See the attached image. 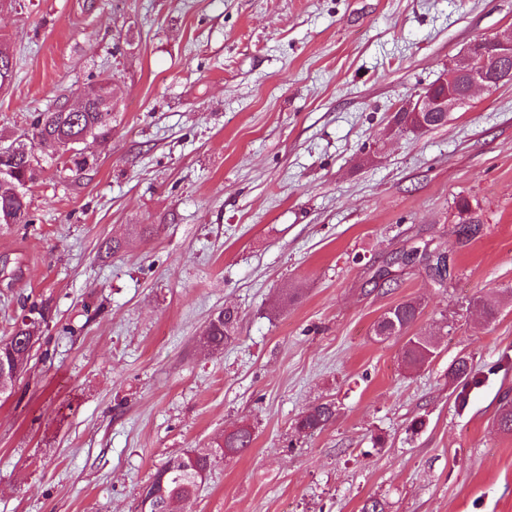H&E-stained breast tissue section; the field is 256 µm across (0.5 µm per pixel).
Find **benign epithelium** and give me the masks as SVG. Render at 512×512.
I'll use <instances>...</instances> for the list:
<instances>
[{
    "label": "benign epithelium",
    "mask_w": 512,
    "mask_h": 512,
    "mask_svg": "<svg viewBox=\"0 0 512 512\" xmlns=\"http://www.w3.org/2000/svg\"><path fill=\"white\" fill-rule=\"evenodd\" d=\"M489 43L497 51L491 58L480 55L479 43H474L467 52L464 62V74L467 82L465 90L458 89L455 76L443 73L432 88H426L417 94L407 106L401 108L403 112H442L446 115L468 102L472 94L478 89H491L502 83L512 82V69L503 65V61L512 60V33L506 36H497Z\"/></svg>",
    "instance_id": "obj_1"
}]
</instances>
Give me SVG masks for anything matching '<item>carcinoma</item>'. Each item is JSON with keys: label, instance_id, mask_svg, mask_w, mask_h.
<instances>
[{"label": "carcinoma", "instance_id": "cac0c4a2", "mask_svg": "<svg viewBox=\"0 0 512 512\" xmlns=\"http://www.w3.org/2000/svg\"><path fill=\"white\" fill-rule=\"evenodd\" d=\"M110 90L101 87L93 91L92 104L83 112H69L63 108L40 112L32 122L31 136L20 141L17 151L0 153V178L7 184L0 193V226L29 223L27 191L33 182L41 155L51 159L58 152L70 154L73 171L81 172L89 160L80 152L79 137H106L112 131L111 106L99 108ZM394 120L403 125H425L432 130L446 123L439 112H427L418 119L406 112L396 113ZM28 314L15 323L12 333L0 339V363L6 371L0 374V399L10 396L14 383L27 370L31 352L20 348V340L39 341L37 332L51 319L50 309L33 302L23 306ZM419 314V304L402 302L386 311L374 324V335L382 340L393 335L403 336ZM238 326L237 311L229 308L214 315L205 330L203 343L213 352H220L235 339ZM434 356L420 337L413 336L402 347L401 361L408 368H417ZM335 416L332 403H320L308 409L298 421V430L313 434L322 430ZM254 437L251 426L242 423L224 432V436L207 448L190 449L169 459L152 477L140 494L137 512H184V507L195 497L217 463L238 456L250 448Z\"/></svg>", "mask_w": 512, "mask_h": 512}]
</instances>
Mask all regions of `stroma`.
I'll list each match as a JSON object with an SVG mask.
<instances>
[{
  "mask_svg": "<svg viewBox=\"0 0 512 512\" xmlns=\"http://www.w3.org/2000/svg\"><path fill=\"white\" fill-rule=\"evenodd\" d=\"M512 0H0V143L105 86L108 139L0 227V336L52 319L0 403V512H136L170 458L255 428L186 512H512V84L391 117ZM467 208H460V201ZM448 258L446 280L429 274ZM493 294L495 321L472 303ZM420 305L433 359L373 325ZM235 308L223 352L201 347ZM468 357L475 383L449 370ZM336 417L299 433L310 407ZM238 326V313L224 308L214 315L205 330L203 343L213 352H220L235 338ZM435 351H430L420 340V337H409L402 347L401 361L408 368H417L434 356Z\"/></svg>",
  "mask_w": 512,
  "mask_h": 512,
  "instance_id": "35a3bbf8",
  "label": "stroma"
}]
</instances>
